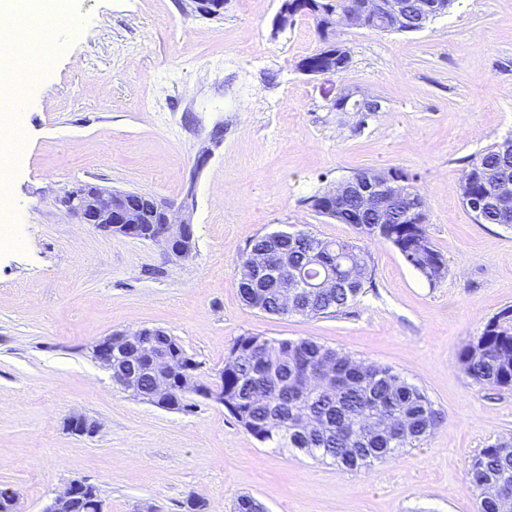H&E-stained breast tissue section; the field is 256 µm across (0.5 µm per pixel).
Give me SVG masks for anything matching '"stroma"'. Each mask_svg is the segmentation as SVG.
Instances as JSON below:
<instances>
[{"mask_svg":"<svg viewBox=\"0 0 512 512\" xmlns=\"http://www.w3.org/2000/svg\"><path fill=\"white\" fill-rule=\"evenodd\" d=\"M15 19L19 151L0 150L9 201L0 222V489L16 512H40L72 480L95 484L105 512H207L239 496L266 512H478L469 460L512 442V389L482 387L458 360L485 324L512 306V226L476 223L460 181L485 148L512 139V0H456L416 32L346 27L347 68L310 76L297 64L321 43L297 15L273 31L281 0H229L218 16L184 0H67ZM58 44L41 59L38 33ZM224 68L207 72V58ZM177 86L155 111V85ZM379 111L334 110L336 96ZM204 166L196 160L202 151ZM396 168L421 194L448 271L428 284L398 251L368 243L373 285L342 313L269 315L241 300L237 263L258 236L304 229L328 240L347 224L307 200L363 171ZM85 183L177 205L193 192L196 248L181 260L151 241L79 224L59 205ZM159 327L205 374L237 337L310 338L391 367L444 417L421 447L358 472L271 448L224 406L190 411L130 397L90 357L110 333ZM97 430L78 436L70 416Z\"/></svg>","mask_w":512,"mask_h":512,"instance_id":"obj_1","label":"stroma"}]
</instances>
